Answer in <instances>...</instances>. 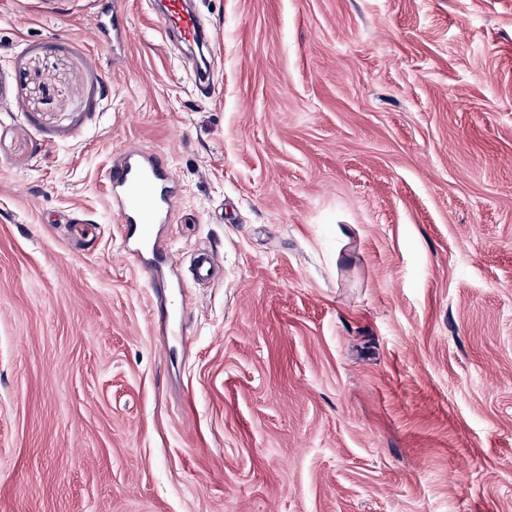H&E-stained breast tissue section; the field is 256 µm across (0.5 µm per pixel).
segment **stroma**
<instances>
[{
  "label": "stroma",
  "mask_w": 512,
  "mask_h": 512,
  "mask_svg": "<svg viewBox=\"0 0 512 512\" xmlns=\"http://www.w3.org/2000/svg\"><path fill=\"white\" fill-rule=\"evenodd\" d=\"M117 2L0 0V512H512V0ZM104 6L95 20V34L100 39L113 40L122 35L117 12H113L112 1L104 0ZM165 7L158 18L162 21L166 35L172 33L186 44L203 43L205 28L196 11L189 7L188 0H164ZM172 171L165 160L138 149H127L115 161L109 172L108 192L112 209L124 224L128 240L136 239L138 248L150 244L166 266L174 260L163 252L150 233L152 224H163L175 210L179 195Z\"/></svg>",
  "instance_id": "35a3bbf8"
}]
</instances>
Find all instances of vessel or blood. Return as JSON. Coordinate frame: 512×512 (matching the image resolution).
Instances as JSON below:
<instances>
[{
	"label": "vessel or blood",
	"mask_w": 512,
	"mask_h": 512,
	"mask_svg": "<svg viewBox=\"0 0 512 512\" xmlns=\"http://www.w3.org/2000/svg\"><path fill=\"white\" fill-rule=\"evenodd\" d=\"M164 2L159 15L164 32L189 45L204 42L205 28L197 12L190 8L189 0ZM95 34L107 40L122 35L111 0H106L96 17ZM108 192L112 209L124 224L127 238L159 251V244L152 241L150 228L164 223L179 199L174 175L165 160L134 148L124 151L110 168Z\"/></svg>",
	"instance_id": "obj_1"
}]
</instances>
